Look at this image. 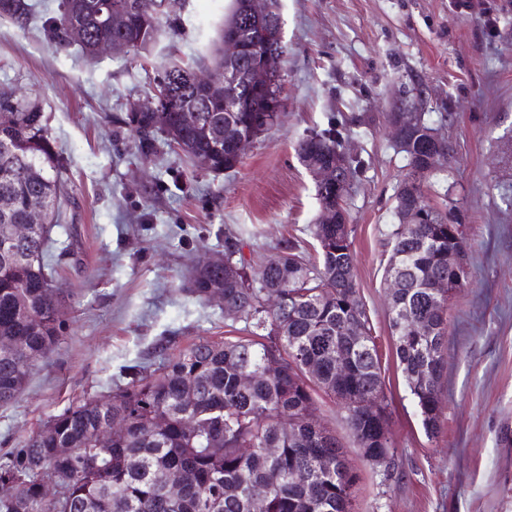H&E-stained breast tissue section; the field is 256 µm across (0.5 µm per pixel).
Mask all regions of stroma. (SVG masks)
Returning <instances> with one entry per match:
<instances>
[{"instance_id": "stroma-1", "label": "stroma", "mask_w": 512, "mask_h": 512, "mask_svg": "<svg viewBox=\"0 0 512 512\" xmlns=\"http://www.w3.org/2000/svg\"><path fill=\"white\" fill-rule=\"evenodd\" d=\"M36 2L26 28L0 21V90L38 104L55 141L63 195L51 256L65 300L57 344L0 406V456L73 402L110 395L130 367L154 371L202 337H247L222 303L190 292L189 270L223 256L230 235L254 265L288 241L317 261L314 182L293 145L333 126L359 163L347 210L394 448L386 466L351 454L353 512H512V0H280V122L218 175L163 138L141 147L125 117L146 99L153 62L203 53L229 0H188L150 54L95 57L52 38L61 0ZM404 87L424 90L426 119L453 147L423 188L469 245L466 282L448 299L433 438L396 360L384 284L408 172L388 116Z\"/></svg>"}]
</instances>
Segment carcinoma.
<instances>
[{"label": "carcinoma", "instance_id": "1", "mask_svg": "<svg viewBox=\"0 0 512 512\" xmlns=\"http://www.w3.org/2000/svg\"><path fill=\"white\" fill-rule=\"evenodd\" d=\"M156 0H62L53 32L62 47L79 46L86 54L103 36L116 38L128 53L159 43L166 27L177 21L155 7ZM268 17L255 19L248 0H230L212 57L214 84L201 87L191 71L203 59L157 63L168 81L170 108L160 132L152 112L129 108L128 124L148 145L157 133L175 142L192 162L204 157L207 170L226 171L240 158L236 137L253 131V113L224 111V31L243 27L268 39V50L284 47L278 0H270ZM33 14L31 0H0V20L19 28ZM235 97L261 109L266 95L247 85ZM399 116L409 121L408 173L397 195L396 214L417 206L426 221L414 236L396 228L385 279L399 273L404 287L390 296L389 320L396 358L414 398L425 433L438 432L443 414L441 385L446 370L449 293L461 286L448 273V248L467 251L460 225L448 223L430 202L423 181L444 169L434 158L425 113ZM342 144L334 128L312 131L298 139L299 159L336 162ZM345 162L344 182L336 202H345L356 174ZM0 198L11 203L0 214V238L7 225L29 223V207L39 200L46 223L56 219L62 191L57 155L47 118L23 95L0 90ZM318 261L299 259L294 246L277 252V261L258 267L233 259L242 251L227 237L224 260L195 265L191 293L207 301L213 292L245 322L250 337L222 342L201 338L170 356L151 373L139 372L125 386L103 398L81 400L51 417L20 448L0 457V482H18L20 494L0 499V512H251V499L264 496L266 512H351V490L359 475L350 465L336 434L316 416L315 389L342 404L354 447L366 461L389 446V404L371 416L359 402L384 394L373 336L353 344L347 325L366 315L354 269L356 255L350 230L316 224ZM448 282L438 288L436 283ZM58 288L49 262V235L44 225L0 249V405L23 393L31 368L47 357L59 340L61 323L53 317ZM344 350L349 374L336 373V352ZM252 376L245 384L244 374ZM195 400L185 401L188 391ZM125 428L102 446L97 431L112 418ZM58 448L70 452L60 455ZM275 448L272 455L268 449ZM182 472L181 495L170 497L160 483L167 470Z\"/></svg>", "mask_w": 512, "mask_h": 512}]
</instances>
